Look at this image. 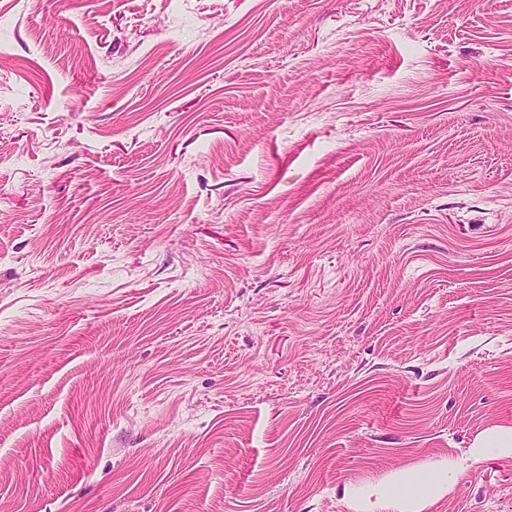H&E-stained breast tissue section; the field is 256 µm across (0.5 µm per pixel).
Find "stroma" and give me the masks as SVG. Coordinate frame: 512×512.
Instances as JSON below:
<instances>
[{
    "label": "stroma",
    "mask_w": 512,
    "mask_h": 512,
    "mask_svg": "<svg viewBox=\"0 0 512 512\" xmlns=\"http://www.w3.org/2000/svg\"><path fill=\"white\" fill-rule=\"evenodd\" d=\"M512 512V0H0V512Z\"/></svg>",
    "instance_id": "1"
}]
</instances>
